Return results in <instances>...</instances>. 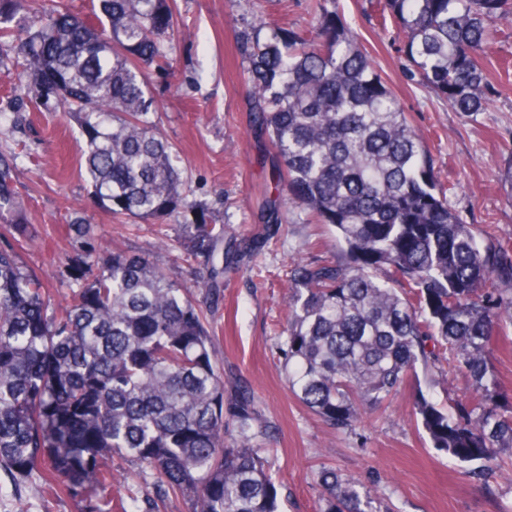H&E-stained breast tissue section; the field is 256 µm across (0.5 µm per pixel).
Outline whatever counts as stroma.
Masks as SVG:
<instances>
[{
    "label": "stroma",
    "instance_id": "35a3bbf8",
    "mask_svg": "<svg viewBox=\"0 0 512 512\" xmlns=\"http://www.w3.org/2000/svg\"><path fill=\"white\" fill-rule=\"evenodd\" d=\"M309 0H261L259 16L268 22L309 29ZM178 27L167 42L172 63L153 74L155 121L180 152L183 177L194 199L223 202L224 250L229 268L214 314L217 365L243 378L271 424L273 474L283 512H317L320 467L336 469L376 487L396 512H512V471H496L488 484L464 477L460 466L433 448L416 425L419 397L437 403L469 394L461 375L417 365L409 383L385 410L349 431H337L303 406L288 390L276 353L286 318L291 262L336 253L335 233L293 213L292 224L271 239L261 254L245 244L260 235L266 221L264 186L275 161L256 132L242 84L243 60L235 31L249 9L245 0H177ZM359 40L380 66L409 123L423 133L448 204L475 229L512 244V23L500 22L488 52L496 62L502 92L485 111L458 112L406 75V60L394 31L378 25L369 0H336ZM79 131L56 112H33L28 124L0 137V147H19L15 185L25 204L34 247L25 264L53 272L61 251L76 236L68 226L90 222V240L99 256L119 247L129 252L164 251L173 276L190 279L172 221L120 223L93 208L80 166ZM0 512H83L78 499L42 487L40 478L15 482L0 469Z\"/></svg>",
    "mask_w": 512,
    "mask_h": 512
}]
</instances>
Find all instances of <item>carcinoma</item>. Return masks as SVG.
<instances>
[{
    "mask_svg": "<svg viewBox=\"0 0 512 512\" xmlns=\"http://www.w3.org/2000/svg\"><path fill=\"white\" fill-rule=\"evenodd\" d=\"M0 0V69L18 71L28 106L79 126L91 197L119 218L193 214L182 247L195 278L173 280L163 257L90 248L60 269L68 302L24 264L18 155L0 151V468L37 474L112 512L102 495L117 455L192 512H280L263 446L271 425L251 389L215 362L212 307L224 225L189 200L173 146L153 119L150 71L169 66V0H98L96 20L50 0ZM312 30L241 22L236 43L253 124L278 164L268 221L299 209L336 231L344 259L294 261L277 342L290 392L328 425L351 429L385 408L418 360L448 366L471 395L422 399L416 421L458 462L512 466V396L491 363L512 327V249L479 236L448 206L423 137L383 80L336 0H311ZM421 85L458 112L498 93L486 46L512 0H383ZM318 512H390L354 476L317 474Z\"/></svg>",
    "mask_w": 512,
    "mask_h": 512,
    "instance_id": "obj_1",
    "label": "carcinoma"
}]
</instances>
